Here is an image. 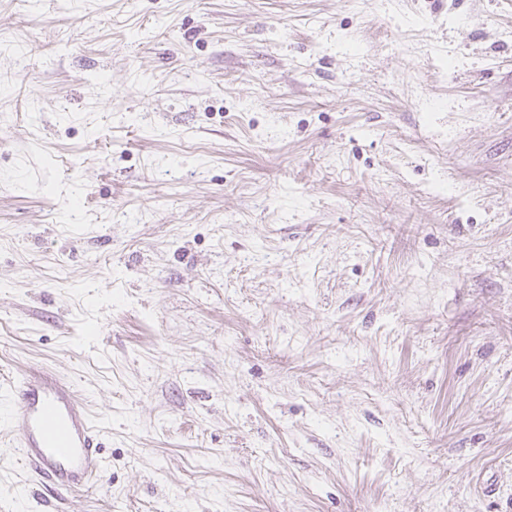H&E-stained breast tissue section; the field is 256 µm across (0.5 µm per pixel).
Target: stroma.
<instances>
[{"instance_id": "stroma-1", "label": "stroma", "mask_w": 512, "mask_h": 512, "mask_svg": "<svg viewBox=\"0 0 512 512\" xmlns=\"http://www.w3.org/2000/svg\"><path fill=\"white\" fill-rule=\"evenodd\" d=\"M103 434L0 512H512V0H0V408ZM2 418L32 472L67 493L87 490L103 470L101 434L74 389L50 374L25 373Z\"/></svg>"}]
</instances>
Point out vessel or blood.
I'll use <instances>...</instances> for the list:
<instances>
[{"instance_id": "1", "label": "vessel or blood", "mask_w": 512, "mask_h": 512, "mask_svg": "<svg viewBox=\"0 0 512 512\" xmlns=\"http://www.w3.org/2000/svg\"><path fill=\"white\" fill-rule=\"evenodd\" d=\"M0 419L33 473L55 489L80 493L100 476L101 434L75 390L52 375L21 376Z\"/></svg>"}]
</instances>
